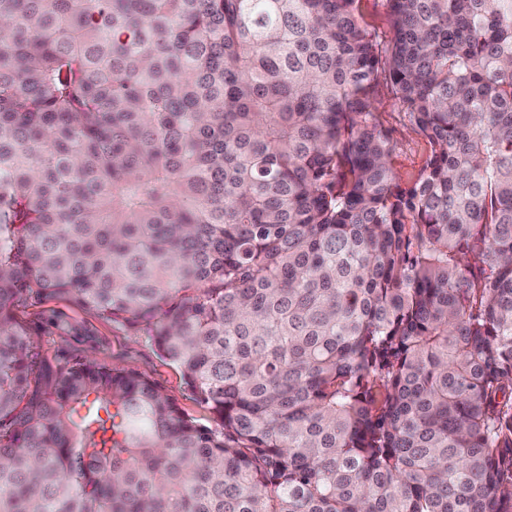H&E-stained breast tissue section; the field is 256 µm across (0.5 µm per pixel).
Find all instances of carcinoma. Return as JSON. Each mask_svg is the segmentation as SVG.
<instances>
[{
    "instance_id": "obj_1",
    "label": "carcinoma",
    "mask_w": 512,
    "mask_h": 512,
    "mask_svg": "<svg viewBox=\"0 0 512 512\" xmlns=\"http://www.w3.org/2000/svg\"><path fill=\"white\" fill-rule=\"evenodd\" d=\"M386 2L0 0V512H512V0ZM357 6L368 29L376 34L379 41L388 44L392 39L393 30L386 0H359ZM374 98L379 119L393 144L392 167L402 182L411 181L426 165L429 146L408 122L383 73L376 80ZM17 315L49 361L87 357L112 364V353L123 354L125 363L158 382L189 415L211 422L208 410L187 398L180 371L112 323L64 299L28 302L19 307Z\"/></svg>"
}]
</instances>
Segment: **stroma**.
<instances>
[{
    "label": "stroma",
    "instance_id": "35a3bbf8",
    "mask_svg": "<svg viewBox=\"0 0 512 512\" xmlns=\"http://www.w3.org/2000/svg\"><path fill=\"white\" fill-rule=\"evenodd\" d=\"M374 98L379 119L393 144L392 167L401 181H411L424 168L429 146L410 125L385 76H378ZM17 315L48 360L87 357L108 364L113 355H123L128 365L158 382L189 415L209 422L208 410L188 399L180 371L145 342L111 323L64 299L26 303Z\"/></svg>",
    "mask_w": 512,
    "mask_h": 512
}]
</instances>
